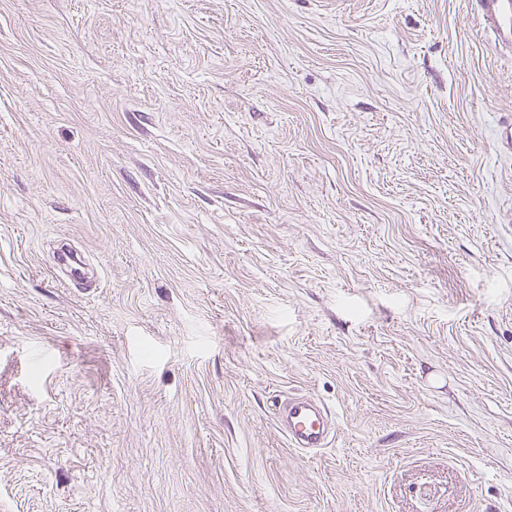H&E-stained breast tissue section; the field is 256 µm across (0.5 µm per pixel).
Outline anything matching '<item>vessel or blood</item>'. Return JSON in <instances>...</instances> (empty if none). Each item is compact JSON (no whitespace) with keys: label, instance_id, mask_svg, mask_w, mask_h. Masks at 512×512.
<instances>
[{"label":"vessel or blood","instance_id":"obj_1","mask_svg":"<svg viewBox=\"0 0 512 512\" xmlns=\"http://www.w3.org/2000/svg\"><path fill=\"white\" fill-rule=\"evenodd\" d=\"M483 31L496 50L512 53V0H472ZM495 147L500 158L512 157V114H501L495 127ZM333 418L328 407L308 395L288 399L280 412V428L291 447L315 452L334 438Z\"/></svg>","mask_w":512,"mask_h":512}]
</instances>
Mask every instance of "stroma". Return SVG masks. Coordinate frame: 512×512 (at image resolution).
Returning a JSON list of instances; mask_svg holds the SVG:
<instances>
[{"mask_svg":"<svg viewBox=\"0 0 512 512\" xmlns=\"http://www.w3.org/2000/svg\"><path fill=\"white\" fill-rule=\"evenodd\" d=\"M502 112L470 0H0V512H512ZM331 411L308 395L288 399L280 412V429L291 447L305 452L327 448L334 439Z\"/></svg>","mask_w":512,"mask_h":512,"instance_id":"obj_1","label":"stroma"}]
</instances>
